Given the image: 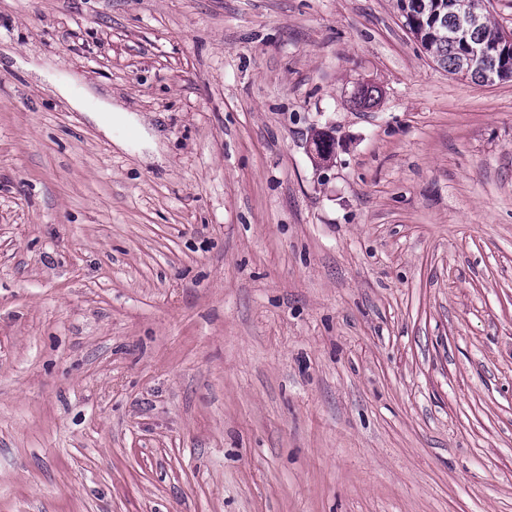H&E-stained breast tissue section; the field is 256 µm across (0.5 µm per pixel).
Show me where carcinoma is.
<instances>
[{"label":"carcinoma","mask_w":512,"mask_h":512,"mask_svg":"<svg viewBox=\"0 0 512 512\" xmlns=\"http://www.w3.org/2000/svg\"><path fill=\"white\" fill-rule=\"evenodd\" d=\"M404 25L426 53L447 69L490 85L512 78V30L505 31L483 14V0H396ZM484 43L490 54L471 58V47Z\"/></svg>","instance_id":"carcinoma-1"}]
</instances>
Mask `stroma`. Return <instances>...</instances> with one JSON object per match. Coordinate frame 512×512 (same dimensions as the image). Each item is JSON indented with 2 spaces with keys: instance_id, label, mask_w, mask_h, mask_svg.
Instances as JSON below:
<instances>
[{
  "instance_id": "35a3bbf8",
  "label": "stroma",
  "mask_w": 512,
  "mask_h": 512,
  "mask_svg": "<svg viewBox=\"0 0 512 512\" xmlns=\"http://www.w3.org/2000/svg\"><path fill=\"white\" fill-rule=\"evenodd\" d=\"M0 512H512V79L396 0H0ZM113 112V113H112ZM98 127L105 133L112 132V126L124 124L128 121V115L121 109L113 107H103L97 112H92Z\"/></svg>"
}]
</instances>
